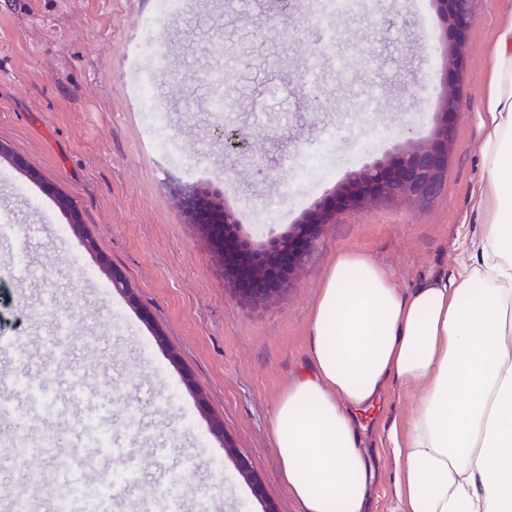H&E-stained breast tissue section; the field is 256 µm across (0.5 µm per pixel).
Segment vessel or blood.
<instances>
[{"label": "vessel or blood", "instance_id": "1", "mask_svg": "<svg viewBox=\"0 0 512 512\" xmlns=\"http://www.w3.org/2000/svg\"><path fill=\"white\" fill-rule=\"evenodd\" d=\"M66 336V328L60 327L41 339L43 347L58 366L68 363L71 358ZM25 345V337L1 333L0 358L15 364L24 363ZM17 390L26 393L27 411L35 416L62 413L74 405L83 406L86 414L80 429L74 434L75 440L81 447L99 446L108 406L100 393L84 381L71 380L67 397L56 398L46 379L31 375L1 374L0 412L12 414L10 395ZM56 445L57 435L51 429L36 437L17 434L7 442L11 454L20 459ZM106 480L112 483V500L117 503L128 496L130 489L140 487L142 472L136 467L127 466L113 472L101 470L91 478L83 467L56 474L34 470L30 473L28 485L34 492L46 486L51 487L61 512H107L106 505L96 495L99 483ZM215 508L216 495L212 489L202 490L194 502H187L180 480L164 469L156 472L148 490H143L141 495L142 512H214Z\"/></svg>", "mask_w": 512, "mask_h": 512}]
</instances>
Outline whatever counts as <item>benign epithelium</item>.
<instances>
[{
    "instance_id": "obj_1",
    "label": "benign epithelium",
    "mask_w": 512,
    "mask_h": 512,
    "mask_svg": "<svg viewBox=\"0 0 512 512\" xmlns=\"http://www.w3.org/2000/svg\"><path fill=\"white\" fill-rule=\"evenodd\" d=\"M444 23V94L435 114L431 139H408L396 155L371 166L351 170L331 197L307 211L288 233L265 243L254 244L238 234L239 220L229 208L219 224L207 223L205 214L217 209L214 194L196 184H179L173 190L186 222L194 225L198 238L216 248L218 264L234 298L241 304L262 306L286 290L310 259L325 225L345 209L404 197L425 202L445 187L448 158L453 140L454 119L460 100L463 49L471 24L470 0H433ZM225 149L241 154L249 148L248 132L235 129L224 133ZM224 451L236 457L239 474L257 482L244 456L227 440Z\"/></svg>"
}]
</instances>
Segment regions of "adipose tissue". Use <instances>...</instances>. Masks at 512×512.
Segmentation results:
<instances>
[{"instance_id": "1", "label": "adipose tissue", "mask_w": 512, "mask_h": 512, "mask_svg": "<svg viewBox=\"0 0 512 512\" xmlns=\"http://www.w3.org/2000/svg\"><path fill=\"white\" fill-rule=\"evenodd\" d=\"M483 219L457 275L410 291L368 255L339 253L312 307L309 364L280 396L272 438L302 512H375L361 419L418 385L384 438L395 512H512V0H499L484 104Z\"/></svg>"}]
</instances>
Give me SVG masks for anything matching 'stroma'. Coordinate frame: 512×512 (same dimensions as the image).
<instances>
[{
    "label": "stroma",
    "instance_id": "35a3bbf8",
    "mask_svg": "<svg viewBox=\"0 0 512 512\" xmlns=\"http://www.w3.org/2000/svg\"><path fill=\"white\" fill-rule=\"evenodd\" d=\"M0 0V266L26 252L40 274L0 273V312L24 317L25 372L49 360L39 339L71 316L73 361L53 382L81 378L109 395L107 432L129 453L113 468L169 467L186 498L220 486L223 512H301L284 483L271 428L283 389L306 367L307 323L324 277L344 250L368 254L407 291L454 276L464 239L482 226L471 195L483 174L479 143L488 47L498 0H471L461 104L444 189L419 204L398 198L338 214L288 291L265 307L239 304L171 193L191 182L237 214L243 236L286 232L349 170L387 158L408 136L430 138L443 95L442 28L431 0H363L338 15L320 0ZM148 83L161 117L137 94ZM224 109H213L216 97ZM243 128L250 147L228 154L220 129ZM126 287H113L111 272ZM99 339L84 350L86 337ZM415 386L393 384L363 417L390 512L396 470L382 433L405 416ZM12 404L23 413L24 394ZM25 416V414H24ZM75 408L22 425L60 432L39 467L79 460ZM220 422L261 488L240 477L210 432Z\"/></svg>",
    "mask_w": 512,
    "mask_h": 512
}]
</instances>
